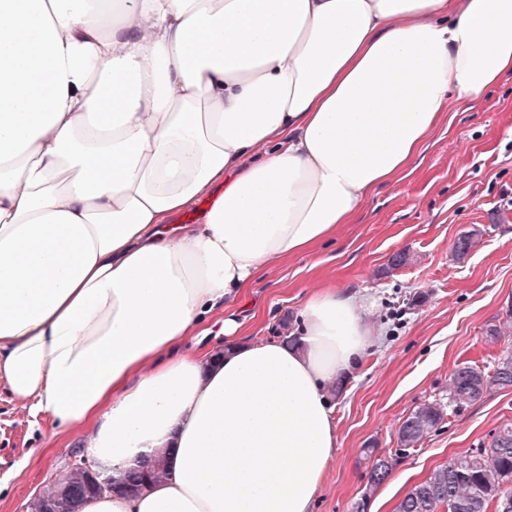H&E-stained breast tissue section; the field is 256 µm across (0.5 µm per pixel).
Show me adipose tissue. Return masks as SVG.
I'll list each match as a JSON object with an SVG mask.
<instances>
[{
    "mask_svg": "<svg viewBox=\"0 0 512 512\" xmlns=\"http://www.w3.org/2000/svg\"><path fill=\"white\" fill-rule=\"evenodd\" d=\"M510 73L512 0H0V381L167 472L80 512H312L371 304L315 289L293 344L234 306Z\"/></svg>",
    "mask_w": 512,
    "mask_h": 512,
    "instance_id": "ef3b65f1",
    "label": "adipose tissue"
}]
</instances>
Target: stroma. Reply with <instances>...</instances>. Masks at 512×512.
<instances>
[{"label": "stroma", "instance_id": "35a3bbf8", "mask_svg": "<svg viewBox=\"0 0 512 512\" xmlns=\"http://www.w3.org/2000/svg\"><path fill=\"white\" fill-rule=\"evenodd\" d=\"M480 228V245L453 257L463 232ZM405 253L408 264L391 266ZM321 284L374 300L369 321L381 334L342 382L334 402L336 459L314 512H394L400 497L448 459L462 456L512 420V389L495 391L444 422L363 499L371 461L387 455L417 405L445 399L448 376L465 360L488 367L500 348L486 330L512 305V76L478 100L443 113L410 170L376 188L353 223L311 253L289 258L256 281L240 307L248 336H284L300 305ZM46 419L0 384V512L28 503L65 473L83 448L68 436L42 451Z\"/></svg>", "mask_w": 512, "mask_h": 512}]
</instances>
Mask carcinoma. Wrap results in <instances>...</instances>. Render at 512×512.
<instances>
[{
    "label": "carcinoma",
    "mask_w": 512,
    "mask_h": 512,
    "mask_svg": "<svg viewBox=\"0 0 512 512\" xmlns=\"http://www.w3.org/2000/svg\"><path fill=\"white\" fill-rule=\"evenodd\" d=\"M482 233L471 230L458 237L453 252L472 251ZM486 336L493 344L507 339L494 359L492 371L464 361L448 377L446 400H433L416 406L398 428L395 453L373 460L366 491L352 512H363L370 493L379 487L398 460L417 447L448 416L458 413L484 394V388H512V308L505 317L488 327ZM165 476L162 458L146 461L126 477V488L136 492ZM65 480L84 488L83 497L98 494L87 471L72 470ZM512 500V422L501 424L490 441L470 453L451 458L429 476L412 486L399 500L395 512H512L503 510V502Z\"/></svg>",
    "instance_id": "cac0c4a2"
}]
</instances>
